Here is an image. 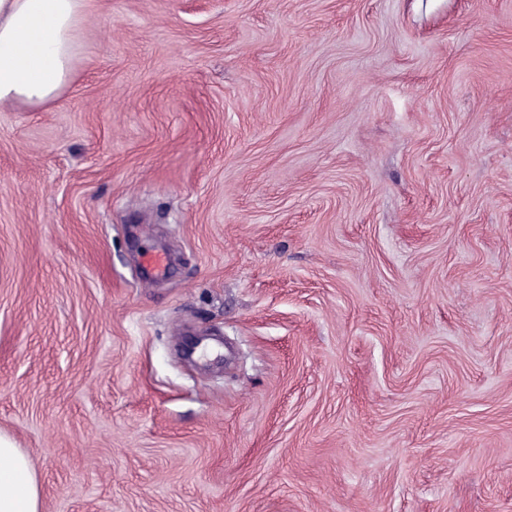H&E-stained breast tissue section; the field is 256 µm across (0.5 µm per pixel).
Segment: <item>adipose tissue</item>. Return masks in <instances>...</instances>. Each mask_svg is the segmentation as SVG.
Segmentation results:
<instances>
[{
	"label": "adipose tissue",
	"mask_w": 512,
	"mask_h": 512,
	"mask_svg": "<svg viewBox=\"0 0 512 512\" xmlns=\"http://www.w3.org/2000/svg\"><path fill=\"white\" fill-rule=\"evenodd\" d=\"M89 0H0V107L51 105L74 78L76 31ZM26 456L0 435V512H39Z\"/></svg>",
	"instance_id": "1"
}]
</instances>
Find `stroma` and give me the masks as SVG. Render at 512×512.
<instances>
[{"mask_svg":"<svg viewBox=\"0 0 512 512\" xmlns=\"http://www.w3.org/2000/svg\"><path fill=\"white\" fill-rule=\"evenodd\" d=\"M0 434L41 512H512V0H91L0 108Z\"/></svg>","mask_w":512,"mask_h":512,"instance_id":"stroma-1","label":"stroma"}]
</instances>
